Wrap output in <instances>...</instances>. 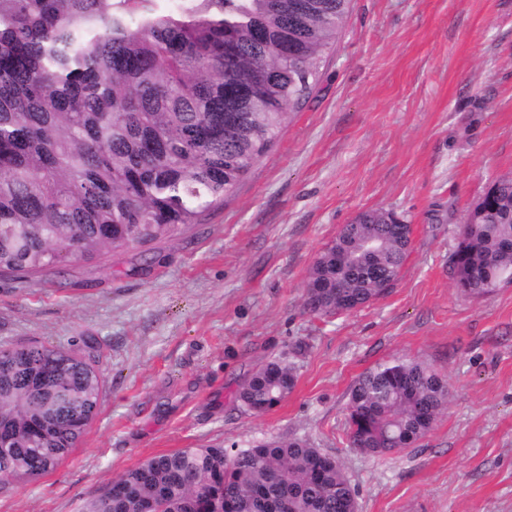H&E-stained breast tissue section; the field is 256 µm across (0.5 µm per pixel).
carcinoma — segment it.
I'll list each match as a JSON object with an SVG mask.
<instances>
[{
  "instance_id": "cac0c4a2",
  "label": "carcinoma",
  "mask_w": 512,
  "mask_h": 512,
  "mask_svg": "<svg viewBox=\"0 0 512 512\" xmlns=\"http://www.w3.org/2000/svg\"><path fill=\"white\" fill-rule=\"evenodd\" d=\"M349 0H0V273L166 239L228 198L320 78ZM485 224L461 233L455 286L512 281V178L492 184ZM362 212L313 262L304 308L351 312L385 295L408 227ZM294 369L269 360L236 398L259 416ZM103 374L73 349L0 350V489L33 482L97 415ZM447 380L422 361L378 364L352 384L349 445L385 456L434 427ZM342 464L307 439L186 448L126 471L82 512H352Z\"/></svg>"
}]
</instances>
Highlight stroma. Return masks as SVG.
Here are the masks:
<instances>
[{
    "label": "stroma",
    "mask_w": 512,
    "mask_h": 512,
    "mask_svg": "<svg viewBox=\"0 0 512 512\" xmlns=\"http://www.w3.org/2000/svg\"><path fill=\"white\" fill-rule=\"evenodd\" d=\"M512 176V0H351L319 82L224 204L162 242L0 274V349L86 340L98 415L71 455L0 490V512H80L126 470L185 448L311 440L360 512H512V284L460 292L448 259L470 210ZM412 226L390 292L349 313L303 306L318 253L362 211ZM284 357L296 386L261 416L235 392ZM416 358L448 381L417 446L347 439L348 393Z\"/></svg>",
    "instance_id": "35a3bbf8"
}]
</instances>
